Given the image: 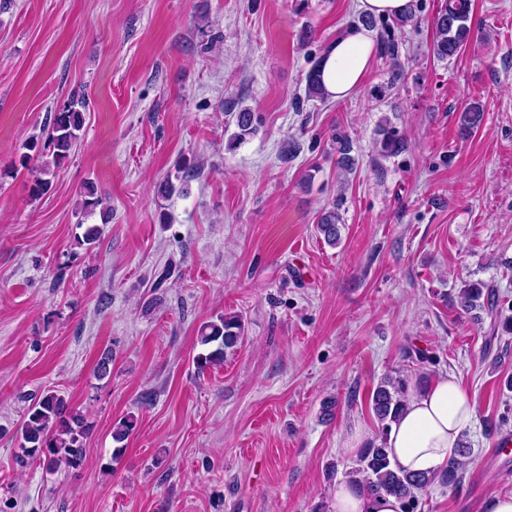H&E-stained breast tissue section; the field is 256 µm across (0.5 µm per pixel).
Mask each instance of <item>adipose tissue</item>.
Masks as SVG:
<instances>
[{
    "label": "adipose tissue",
    "mask_w": 512,
    "mask_h": 512,
    "mask_svg": "<svg viewBox=\"0 0 512 512\" xmlns=\"http://www.w3.org/2000/svg\"><path fill=\"white\" fill-rule=\"evenodd\" d=\"M375 51V34L366 28H351L337 39L321 61V82L329 97L339 100L357 90ZM475 418V403L457 378L440 376L411 397L399 421L392 424L389 456L405 472L436 473L455 458L460 437ZM332 512H400V508L394 497L374 498L362 486L343 482L333 493Z\"/></svg>",
    "instance_id": "adipose-tissue-1"
}]
</instances>
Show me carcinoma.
Masks as SVG:
<instances>
[{"label":"carcinoma","mask_w":512,"mask_h":512,"mask_svg":"<svg viewBox=\"0 0 512 512\" xmlns=\"http://www.w3.org/2000/svg\"><path fill=\"white\" fill-rule=\"evenodd\" d=\"M472 10L471 0H447L444 9L434 19L435 38L433 54L444 59L459 52L470 37L468 20ZM307 96L325 97L320 81L319 65H314L306 75ZM84 99L72 98L54 113L52 130L44 143L32 141L26 149L47 158L32 185V193L41 195L50 188L51 168L58 167L70 155L83 125L82 108ZM480 109L470 105L463 110L460 117L461 131L469 133L480 122ZM239 133L236 140L254 133L253 116L250 112L237 114ZM378 155L393 156L406 150V141L392 130L380 129L379 139L375 142ZM81 208L92 214L100 211L102 223H108L109 210L92 184H87L81 191ZM341 217L336 209L325 211L316 224V231L324 241L334 246L341 240ZM489 285L481 280L464 284L456 294V305L463 311L480 307V300L490 296L486 292ZM245 326L241 316L236 314L221 315L204 323L198 331L197 344L201 351L193 358L196 369L200 372L224 362V354L242 343ZM410 399L408 379L398 375L384 377L376 386L370 397V408L378 420L379 431L375 438L367 442L358 451L355 466L345 475L353 482H362L368 495L395 497L402 506V512H416L417 494L434 483L453 486L460 483L469 463L470 448L461 442L457 447V458L431 476L405 473L391 462L386 448L387 435L391 423L395 422ZM137 419L128 415L113 426L112 438L121 443L135 430ZM91 425L79 412L69 407L68 402L50 391L31 404L18 430L19 448L24 463L38 464L45 471L54 473L61 468L76 470L85 459V443Z\"/></svg>","instance_id":"obj_1"}]
</instances>
